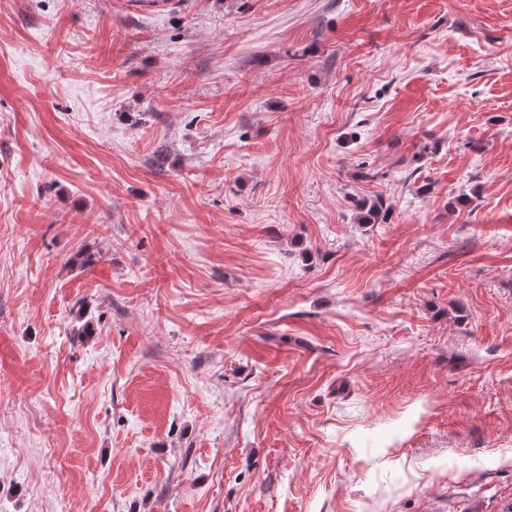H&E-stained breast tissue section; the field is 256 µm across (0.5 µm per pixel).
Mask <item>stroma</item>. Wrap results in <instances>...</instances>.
Here are the masks:
<instances>
[{
  "label": "stroma",
  "mask_w": 512,
  "mask_h": 512,
  "mask_svg": "<svg viewBox=\"0 0 512 512\" xmlns=\"http://www.w3.org/2000/svg\"><path fill=\"white\" fill-rule=\"evenodd\" d=\"M511 507L512 0H0V512Z\"/></svg>",
  "instance_id": "obj_1"
}]
</instances>
